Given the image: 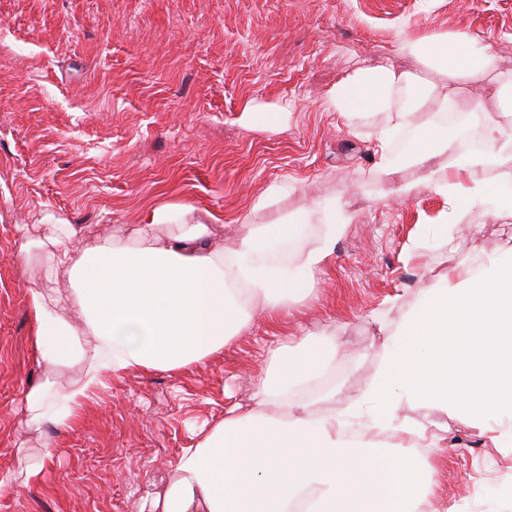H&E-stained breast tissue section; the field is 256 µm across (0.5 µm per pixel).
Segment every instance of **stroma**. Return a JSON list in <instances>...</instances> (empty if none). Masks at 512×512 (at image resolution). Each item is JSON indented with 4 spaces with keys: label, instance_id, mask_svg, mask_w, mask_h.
<instances>
[{
    "label": "stroma",
    "instance_id": "obj_1",
    "mask_svg": "<svg viewBox=\"0 0 512 512\" xmlns=\"http://www.w3.org/2000/svg\"><path fill=\"white\" fill-rule=\"evenodd\" d=\"M414 35L464 32L494 46L492 70L464 99L512 129V0H0V472L19 453L55 456L41 481L0 494L8 512H154L163 476L203 422L248 403L266 349L330 326L359 353L326 380L348 412L379 364L380 324L396 326L457 264L458 240L495 255L512 246V212L472 209L441 241V197L383 195L372 120L347 125L326 94L356 66L392 56ZM287 107L286 130L243 125L246 101ZM299 184L286 205L365 199L336 259L297 312L261 325L180 371L130 373L89 404L80 426L18 446L23 390L45 377L33 346L27 292L37 267L19 255V228L48 213L102 235L136 223L149 202L190 201L215 215L232 245L236 219L274 183ZM426 255L405 259L414 237ZM399 306L382 310L396 289ZM401 419L436 424L437 512H512V415L477 426L401 402Z\"/></svg>",
    "mask_w": 512,
    "mask_h": 512
}]
</instances>
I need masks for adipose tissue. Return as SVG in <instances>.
<instances>
[{"instance_id":"adipose-tissue-1","label":"adipose tissue","mask_w":512,"mask_h":512,"mask_svg":"<svg viewBox=\"0 0 512 512\" xmlns=\"http://www.w3.org/2000/svg\"><path fill=\"white\" fill-rule=\"evenodd\" d=\"M394 52L433 63L442 82L421 80L393 62L360 66L327 93L330 110L348 122L374 118L377 167L387 194L403 200L421 189L440 196L443 232L486 201L512 211L481 179L512 169V132L482 111L466 110L483 149L456 153L448 128L418 126L426 103H456L464 85L494 64L491 45L470 35L413 37L399 32ZM417 127L408 158L393 136ZM416 175H402L406 165ZM292 188L277 183L240 220L232 246L216 239L209 212L185 202L147 204L123 234L97 235L45 215L39 236L22 232L19 252L41 273L28 305L45 380L24 392V433L70 430L86 405L114 378L132 371H177L217 355L258 320L275 321L310 294L336 255L350 215L336 202L313 201L299 213L279 210ZM332 222L311 224L320 208ZM350 426L335 412L314 414L306 396L335 398L321 374L355 353L334 333L307 332L296 346L273 351L253 384L251 406H234L199 429L181 449L166 481L161 512H432L436 433L428 423L398 419L401 401L449 409L472 422L512 414V248L485 261L463 256L442 285L429 287L396 331ZM79 368L66 387L55 377Z\"/></svg>"}]
</instances>
